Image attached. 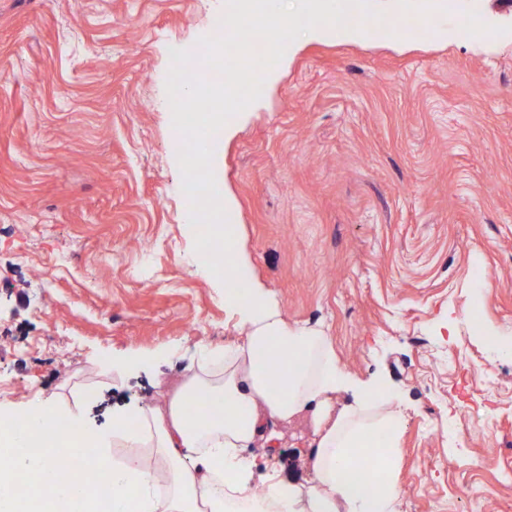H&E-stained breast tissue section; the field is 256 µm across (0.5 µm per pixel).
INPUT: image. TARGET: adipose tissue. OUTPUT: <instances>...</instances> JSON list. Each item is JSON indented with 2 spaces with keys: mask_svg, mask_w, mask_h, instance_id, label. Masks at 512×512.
<instances>
[{
  "mask_svg": "<svg viewBox=\"0 0 512 512\" xmlns=\"http://www.w3.org/2000/svg\"><path fill=\"white\" fill-rule=\"evenodd\" d=\"M226 304L242 340L200 347L165 408L115 411L108 435L90 427L78 405L0 414V446L15 451L0 467V512H97L105 489L111 512H394L403 433L396 394L353 378L321 332L289 327L258 282ZM341 391L352 401L336 411L331 398ZM202 392L211 407L190 417ZM304 412L316 423L310 484L284 482L272 468L254 487L245 449L259 441L275 447L270 422ZM38 433L45 453L21 454ZM114 447L124 456L113 457ZM87 451L108 484L87 473Z\"/></svg>",
  "mask_w": 512,
  "mask_h": 512,
  "instance_id": "1",
  "label": "adipose tissue"
}]
</instances>
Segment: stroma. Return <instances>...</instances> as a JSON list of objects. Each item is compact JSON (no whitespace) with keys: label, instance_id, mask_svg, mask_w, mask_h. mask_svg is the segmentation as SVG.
I'll return each mask as SVG.
<instances>
[{"label":"stroma","instance_id":"1","mask_svg":"<svg viewBox=\"0 0 512 512\" xmlns=\"http://www.w3.org/2000/svg\"><path fill=\"white\" fill-rule=\"evenodd\" d=\"M401 38L303 34L214 139L251 277L404 415L395 512H512V0H374ZM225 0H0V407L163 406L241 336L190 264L165 108L170 48ZM478 32L462 36L463 21ZM134 360L122 380L112 363ZM468 440L454 429L475 422ZM255 479L305 482L310 415Z\"/></svg>","mask_w":512,"mask_h":512}]
</instances>
